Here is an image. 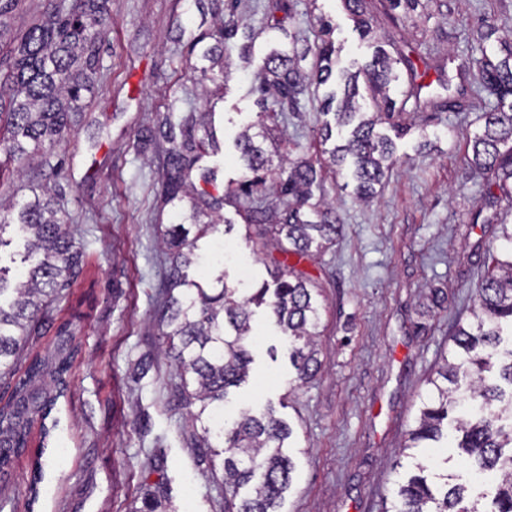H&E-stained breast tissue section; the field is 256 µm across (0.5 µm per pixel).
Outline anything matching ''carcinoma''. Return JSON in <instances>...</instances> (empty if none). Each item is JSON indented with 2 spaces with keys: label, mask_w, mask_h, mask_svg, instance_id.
Returning <instances> with one entry per match:
<instances>
[{
  "label": "carcinoma",
  "mask_w": 512,
  "mask_h": 512,
  "mask_svg": "<svg viewBox=\"0 0 512 512\" xmlns=\"http://www.w3.org/2000/svg\"><path fill=\"white\" fill-rule=\"evenodd\" d=\"M109 0H65L31 25L20 37L8 78L12 93H0V149L22 170L47 146L66 141L81 117L86 95L97 74L96 40L110 19ZM414 21L420 0H387ZM363 28L366 0H343ZM333 25L323 17L313 41L288 34L290 48L270 52L262 69L256 105L268 111V99L279 112L294 110L299 98L315 86L343 83L331 90L319 111L334 113L318 135L327 142L333 130L347 131L329 152L330 161L347 171L356 198L377 193L394 165L392 141L378 133L380 113L395 108L390 86L398 80L394 60L378 50L371 61L351 73L336 72ZM253 31L233 19L220 20L215 43L203 58L224 55V45ZM478 91L494 100L483 113L481 129L470 139L468 164L493 174L483 196L492 204L512 200V30L481 24L471 33ZM315 63L302 65L308 56ZM212 112H161L154 137L167 144L164 158L163 206L178 221L160 232V248L169 261L158 322L164 355L180 379L178 391L187 409L194 447L210 469L222 467L224 512H280L292 488L295 463L289 454L293 427L269 407L214 426L224 411L229 390L249 376L253 307L264 306L286 339L295 380L306 383L321 368L317 338L320 308L313 281L279 259L305 258L335 244L341 224L333 205L312 202V187L321 167L309 159L283 157L279 168L263 147L267 126L243 128L237 148L244 176L238 186L221 187L215 170L200 165L218 150ZM232 205L244 211L255 228L256 244L274 270V286L247 296L216 277V288L188 279L186 269L201 263L199 241L222 220ZM500 219L508 248L493 256V268L477 289L473 322L452 326V349L442 357L436 377L428 378L434 395L423 400L403 449L434 448L446 440L449 455L442 471L416 464L417 473L394 491L384 512H512V224ZM16 225L25 235L22 262L30 265L14 278L0 265V379L16 375L25 345L39 335L38 321L60 297L77 263L73 240L58 216L54 196L39 187L33 199L19 205L0 199V248L9 244L6 229ZM74 336L62 328L55 347L35 356L24 376L0 403V476L25 448L36 420H46L57 395L67 387L75 357Z\"/></svg>",
  "instance_id": "obj_1"
}]
</instances>
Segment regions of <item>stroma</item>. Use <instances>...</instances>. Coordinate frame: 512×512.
<instances>
[{"label": "stroma", "instance_id": "1", "mask_svg": "<svg viewBox=\"0 0 512 512\" xmlns=\"http://www.w3.org/2000/svg\"><path fill=\"white\" fill-rule=\"evenodd\" d=\"M112 22L98 41L95 94L66 144L0 187L23 202L32 187L55 186V200L81 264L41 337L25 347L32 359L53 348L61 324L72 323L78 351L68 387L46 420L48 437L32 430L14 459L0 512H139L155 482L174 512H224V486L192 446L179 400V378L159 354L158 287L169 264L157 227L169 223L157 190L163 165L150 141L157 113L214 109L221 141L207 158L218 179H241L238 133L259 120L253 87L276 42L308 36L324 16L339 64L357 70L376 48L397 58L390 95L402 99L408 67L438 86L443 63L463 74L462 112H394L379 127L393 141V167L366 204L346 188V174L326 168L314 197L336 206L342 232L331 249L289 257L321 289L323 367L308 383L293 368L265 308L253 318L250 375L224 403L226 419L273 407L294 429L293 487L282 512H381L395 480L413 459L400 445L413 425L426 380L451 347L448 331L469 307L491 257L476 242L490 227L471 223L482 176L465 160L467 142L489 108L475 92L468 34L481 18L512 29V0H422L415 25L392 20L382 0H369L370 35L342 0H291V20L274 30L262 22L263 0H237L233 18L252 25L248 59L238 41L224 54L230 79L197 83L194 38L212 32L216 0H111ZM318 114L304 96L274 135L282 151L322 159ZM222 233L224 273L243 292L269 277L247 238L245 221ZM39 483H32L34 470Z\"/></svg>", "mask_w": 512, "mask_h": 512}]
</instances>
